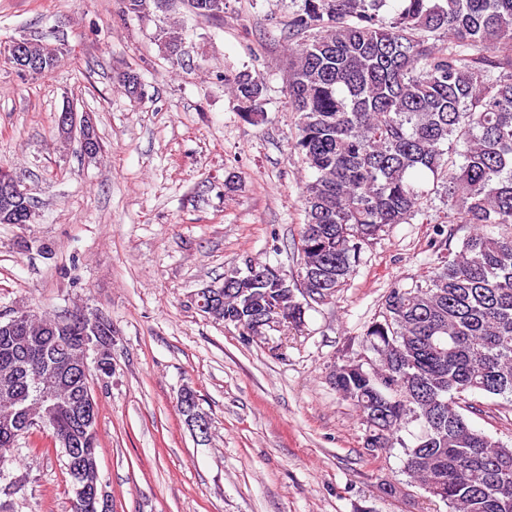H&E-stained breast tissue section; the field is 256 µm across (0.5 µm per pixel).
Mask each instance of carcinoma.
Listing matches in <instances>:
<instances>
[{"label":"carcinoma","instance_id":"1","mask_svg":"<svg viewBox=\"0 0 512 512\" xmlns=\"http://www.w3.org/2000/svg\"><path fill=\"white\" fill-rule=\"evenodd\" d=\"M125 13L162 22L155 35L169 57L183 53L171 16L224 19L226 0H122ZM302 0L288 27L286 94L297 115L293 149L315 177L302 191L300 271L283 283L269 266L224 276V295L202 311L256 336L253 315L276 310L287 330L305 308L295 290L325 301L346 282L363 246L390 224L422 211L428 193L410 179L427 170L451 199L448 223L473 231L425 284L393 285L382 319L362 339L374 366L351 360L333 372L381 449L411 421L422 431L401 443L404 467L451 512H512V448L476 429L462 411L466 392L512 398V0ZM26 55L53 72L66 49L27 39ZM113 81L140 100L133 70ZM224 88L249 123L264 119L266 88L248 70L224 74ZM463 150H458L457 146ZM29 194L0 191V224H27ZM491 226L487 233L483 227ZM42 333H0V375L14 373L18 348ZM16 442L0 438V474Z\"/></svg>","mask_w":512,"mask_h":512}]
</instances>
